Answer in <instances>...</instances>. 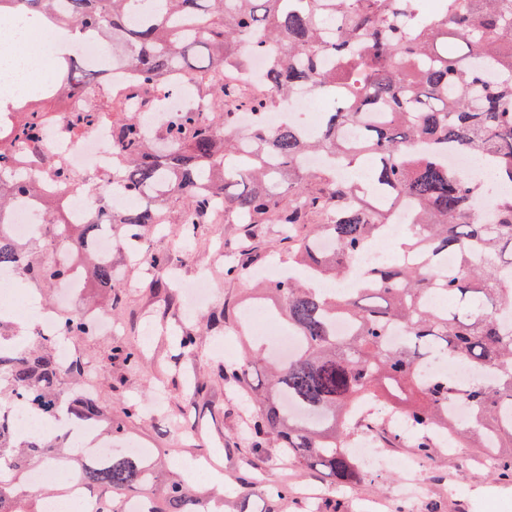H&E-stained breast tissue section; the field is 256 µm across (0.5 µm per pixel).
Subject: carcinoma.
<instances>
[{"mask_svg":"<svg viewBox=\"0 0 512 512\" xmlns=\"http://www.w3.org/2000/svg\"><path fill=\"white\" fill-rule=\"evenodd\" d=\"M16 12L52 26L64 48L48 90L11 108L0 121V156L31 148L50 112L45 101L88 97L101 70L87 68L75 51L86 37H112L136 81L124 102L102 95L76 114L89 125L96 112L115 113L112 139L121 148L116 184L136 207L106 210L83 224H47L49 240H66L72 260L44 262L0 223V267L16 276L54 284L68 279L85 253L89 274L112 287V264L95 262L89 243L105 224H124L135 241L155 223V202L169 194L187 198L184 224H203L217 200L241 224H280L288 239V275L258 288L268 306L301 343L282 362L248 349L239 365L224 366V380L251 396L252 449L269 439L288 459L332 480L358 484L367 473L349 452L350 437L369 431L350 417L363 397L381 398L402 418L391 443L420 435L416 448L429 456L432 430L491 456L492 474L512 481V334L501 314L512 313V194L492 200L483 215L473 200L476 181L448 166V152L467 151L488 161L497 180L512 187V0H0V14ZM266 60L269 92L241 96L223 82L225 66ZM176 74L210 99L212 112L176 115L150 140L138 103L147 104L166 77ZM305 88L328 97L318 131L304 133L292 121L276 127L257 121L240 138L226 137L232 111L263 114ZM355 125L357 138L342 131ZM318 156L336 168L309 169ZM44 174L62 190L83 180L50 163ZM36 176L0 163V213L6 198L37 193ZM408 212L400 260L358 271L350 296L327 294L319 282L349 275L359 257ZM457 265L448 269V253ZM349 323L336 334V319ZM62 335L94 333L74 311L60 315ZM400 330L395 343L388 336ZM0 331V512H41L31 497L28 470L35 458L72 469L95 509L123 512L128 499L147 512H207L206 498L181 479L156 481L155 465L121 453L92 458L65 448L71 434L22 438L5 418L17 398L44 418L88 423L102 416L96 398L67 402L68 385L86 376L78 355L65 367L55 340L31 332L26 345L4 344ZM436 350L474 368H491L489 382L462 383L446 375L421 378L417 369ZM110 358L140 367L136 350L117 341ZM418 398L408 401V394ZM463 403L464 421L452 413Z\"/></svg>","mask_w":512,"mask_h":512,"instance_id":"1","label":"carcinoma"}]
</instances>
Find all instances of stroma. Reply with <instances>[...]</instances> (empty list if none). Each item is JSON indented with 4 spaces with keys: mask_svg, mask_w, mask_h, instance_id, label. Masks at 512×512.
<instances>
[{
    "mask_svg": "<svg viewBox=\"0 0 512 512\" xmlns=\"http://www.w3.org/2000/svg\"><path fill=\"white\" fill-rule=\"evenodd\" d=\"M185 207L183 197H170L164 204L166 224L148 230L137 249H113L114 288L87 285L70 304L74 310L111 312L119 325L116 333L98 331L76 339L75 345L97 365V401L113 420L126 421V439L160 458L176 451L187 462L203 455L221 460L224 477L217 485L224 490L226 512H238L245 500L260 507L271 484L293 489L287 500L277 503V512H305L300 495L307 490L317 491L322 504L335 505L336 512H361L364 505L380 499L388 502L389 512H473L476 502L484 512H512V485L490 479L474 449L451 454L442 448L421 459L412 435L398 447L382 443L389 467L353 489L335 487L328 479L301 470L273 446L264 463L250 469L244 428L253 407L240 390L225 386L220 370L240 361L249 343L239 334L238 318L254 286L253 269L272 260L287 267L288 241L281 225L258 224L249 230L229 218L196 225L189 235L180 222ZM231 248L254 254L249 270L233 278L224 273ZM201 257L209 265L214 297L190 314L176 286L157 277L156 270L171 266L180 279L190 280L199 272ZM226 308L231 314L224 320L220 314ZM185 330L193 332L195 344L185 351L175 349L176 335ZM118 341L139 350L141 369L109 363ZM190 378L202 382V391L187 387ZM129 408L138 410V419L126 420ZM411 460L424 487L418 499L399 493L404 466Z\"/></svg>",
    "mask_w": 512,
    "mask_h": 512,
    "instance_id": "obj_1",
    "label": "stroma"
}]
</instances>
